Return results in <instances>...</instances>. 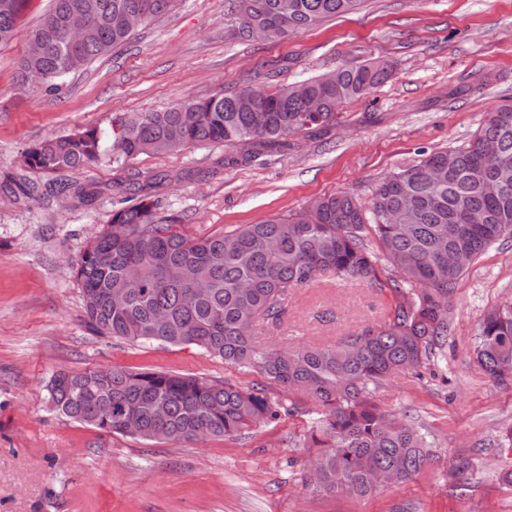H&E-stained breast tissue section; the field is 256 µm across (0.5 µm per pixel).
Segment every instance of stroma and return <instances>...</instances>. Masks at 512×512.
I'll list each match as a JSON object with an SVG mask.
<instances>
[{"label": "stroma", "instance_id": "obj_1", "mask_svg": "<svg viewBox=\"0 0 512 512\" xmlns=\"http://www.w3.org/2000/svg\"><path fill=\"white\" fill-rule=\"evenodd\" d=\"M49 0H27L17 35L0 47V512H512V390L472 361L483 312L512 297V243H498L459 280L447 380L410 372L377 395L388 411L413 414L435 439L437 462L415 481L374 496H316L302 482L305 418L226 439L147 443L100 435L53 411L47 384L58 370H162L244 386L257 374L225 366L190 345L130 344L96 333L84 317L73 264L105 229L119 197L154 175L157 212L191 237L295 214L317 198L349 192L369 200L387 172L421 152L459 147L490 112L512 105V0H365L278 44L240 43L227 33L224 0H182L175 12L71 73L61 92L17 83V61ZM381 58L391 77L341 106L336 127L296 138L284 152L244 160L218 143L101 159L55 183L98 187L92 204L66 194L28 198L21 154L34 143L86 127L110 129L115 114L162 112L187 98L244 85H287ZM391 292L322 279L288 299L283 325L258 323L269 342L332 343L384 322ZM472 455V492L448 493L455 458Z\"/></svg>", "mask_w": 512, "mask_h": 512}]
</instances>
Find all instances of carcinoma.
<instances>
[{
  "label": "carcinoma",
  "mask_w": 512,
  "mask_h": 512,
  "mask_svg": "<svg viewBox=\"0 0 512 512\" xmlns=\"http://www.w3.org/2000/svg\"><path fill=\"white\" fill-rule=\"evenodd\" d=\"M181 0H52L29 32L41 50L19 61L21 83L54 92L63 78L124 44L126 15L148 24ZM363 0H224L227 34L262 32L269 44L321 21L356 11ZM26 0H0V45L14 39ZM78 13L85 35L65 26ZM391 71L372 61L344 64L335 81L322 75L292 85L247 86L186 99L163 112L112 118V159L178 152L199 143L244 146L259 154L291 146L336 125L337 109L383 84ZM96 127L45 139L22 154L27 195L37 177L78 172L105 154ZM494 142L489 161L484 145ZM437 169L433 177L424 175ZM147 182L122 201L107 229L76 261L87 322L99 335L131 344L195 345L208 357L255 373L244 387L162 370L59 371L48 391L54 410L108 435L147 442L240 436L286 417L307 416L300 445L311 450L304 484L312 493L370 497L382 476L403 484L436 460L427 431L412 416L381 409L376 391L404 370L439 363L453 327L458 281L488 248L512 241V107L489 114L467 144L423 154L379 180L368 203L343 193L315 200L293 217L239 224L187 237L157 216ZM89 204L99 188L70 185ZM322 277L390 289L388 320L329 345L268 346L254 336L261 320L283 322L288 296ZM473 360L496 386L512 389V299L486 310Z\"/></svg>",
  "instance_id": "1"
}]
</instances>
